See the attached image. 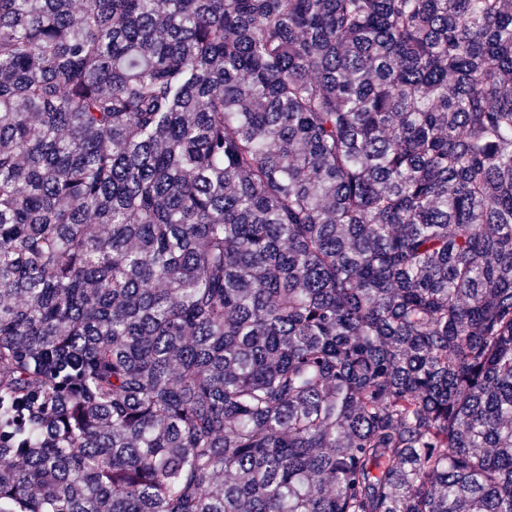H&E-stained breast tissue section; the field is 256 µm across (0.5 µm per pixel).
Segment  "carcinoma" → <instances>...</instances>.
<instances>
[{
    "instance_id": "carcinoma-1",
    "label": "carcinoma",
    "mask_w": 512,
    "mask_h": 512,
    "mask_svg": "<svg viewBox=\"0 0 512 512\" xmlns=\"http://www.w3.org/2000/svg\"><path fill=\"white\" fill-rule=\"evenodd\" d=\"M0 512H512V0H0Z\"/></svg>"
}]
</instances>
